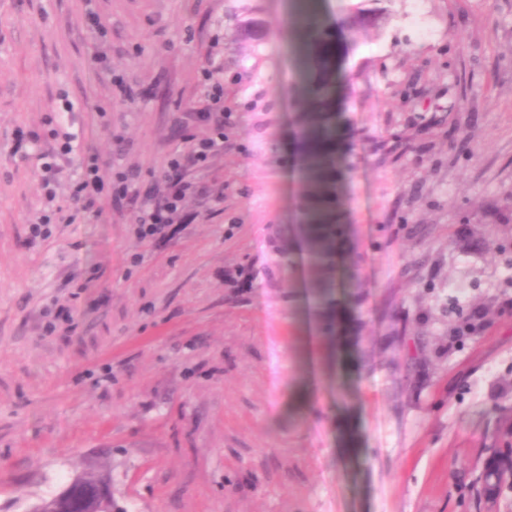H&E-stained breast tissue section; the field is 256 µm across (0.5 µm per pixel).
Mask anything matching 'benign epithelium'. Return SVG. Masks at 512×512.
Returning a JSON list of instances; mask_svg holds the SVG:
<instances>
[{"label": "benign epithelium", "instance_id": "1", "mask_svg": "<svg viewBox=\"0 0 512 512\" xmlns=\"http://www.w3.org/2000/svg\"><path fill=\"white\" fill-rule=\"evenodd\" d=\"M493 463L481 471V483L487 487L486 504H493L503 489H512V453L505 448L490 452ZM124 512L112 497V483L103 476H82L70 481L55 497L43 499L28 512Z\"/></svg>", "mask_w": 512, "mask_h": 512}]
</instances>
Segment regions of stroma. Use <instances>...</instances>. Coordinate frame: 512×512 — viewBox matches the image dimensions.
<instances>
[{
	"instance_id": "1",
	"label": "stroma",
	"mask_w": 512,
	"mask_h": 512,
	"mask_svg": "<svg viewBox=\"0 0 512 512\" xmlns=\"http://www.w3.org/2000/svg\"><path fill=\"white\" fill-rule=\"evenodd\" d=\"M287 2L0 0V512L86 473L125 512H478L512 432V0H318L344 226L331 342L296 232ZM357 6L386 22L349 28ZM208 71L231 117L182 171L203 188L188 223L145 240L104 199L71 221L89 151L162 198L170 156L214 135L194 117Z\"/></svg>"
}]
</instances>
